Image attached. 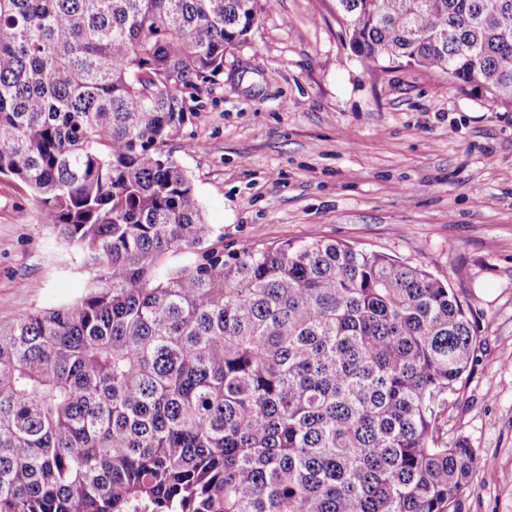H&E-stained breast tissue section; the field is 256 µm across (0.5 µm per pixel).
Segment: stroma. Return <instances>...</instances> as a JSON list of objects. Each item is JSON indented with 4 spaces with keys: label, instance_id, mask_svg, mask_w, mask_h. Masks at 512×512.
I'll return each mask as SVG.
<instances>
[{
    "label": "stroma",
    "instance_id": "obj_1",
    "mask_svg": "<svg viewBox=\"0 0 512 512\" xmlns=\"http://www.w3.org/2000/svg\"><path fill=\"white\" fill-rule=\"evenodd\" d=\"M172 151L225 250L334 239L449 283L484 334L442 421L483 460L464 512H512V109L437 70L367 65L334 0H275ZM92 284L33 195L0 177V322Z\"/></svg>",
    "mask_w": 512,
    "mask_h": 512
}]
</instances>
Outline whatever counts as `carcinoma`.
I'll return each mask as SVG.
<instances>
[{
    "instance_id": "cac0c4a2",
    "label": "carcinoma",
    "mask_w": 512,
    "mask_h": 512,
    "mask_svg": "<svg viewBox=\"0 0 512 512\" xmlns=\"http://www.w3.org/2000/svg\"><path fill=\"white\" fill-rule=\"evenodd\" d=\"M335 2L367 63L512 108V0ZM270 6L0 0V175L98 282L0 324V512H462L459 296L336 240L226 253L173 157Z\"/></svg>"
}]
</instances>
